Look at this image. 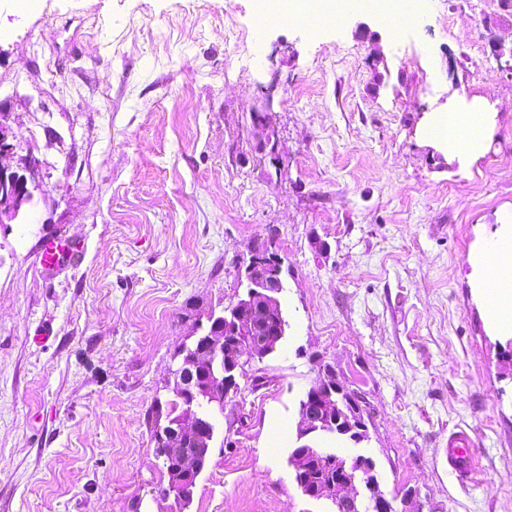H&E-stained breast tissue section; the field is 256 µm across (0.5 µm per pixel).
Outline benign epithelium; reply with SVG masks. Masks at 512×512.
<instances>
[{"instance_id": "1", "label": "benign epithelium", "mask_w": 512, "mask_h": 512, "mask_svg": "<svg viewBox=\"0 0 512 512\" xmlns=\"http://www.w3.org/2000/svg\"><path fill=\"white\" fill-rule=\"evenodd\" d=\"M254 126L270 147L273 165L277 131L265 116L255 114ZM38 165L31 157L20 159L15 169L0 165V225L26 221L35 196L43 194L37 181ZM244 292L225 306L222 313L207 316V326L191 344L183 345L173 370V395L155 415L153 434L163 449L168 477L165 496L177 504L190 501L197 479L212 453L218 416L224 414V399L239 389L238 376L254 357L277 350L285 336L279 294L283 289L281 258L265 249L255 250L244 268ZM274 319L277 327H267ZM321 435H334L355 444L369 440V430L356 398L336 383L329 369L309 387L298 404L295 448L288 458L297 489L310 500H326L340 512H399L395 499L381 490L374 460L362 454L338 456L316 445ZM325 467L327 483L313 487L308 472Z\"/></svg>"}]
</instances>
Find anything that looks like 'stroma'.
<instances>
[{"label":"stroma","instance_id":"1","mask_svg":"<svg viewBox=\"0 0 512 512\" xmlns=\"http://www.w3.org/2000/svg\"><path fill=\"white\" fill-rule=\"evenodd\" d=\"M278 0H0V121L45 190L0 225V512H170L148 413L175 350L238 291L265 247L288 323L224 402L185 512H329L288 467L320 364L353 392L372 457L410 512H512V334L469 278L512 225V2L433 0L394 31ZM368 22L371 33L358 30ZM272 97L281 168L253 112ZM264 111V110H263ZM480 112L482 152L449 160L429 124ZM81 249L45 274L42 244ZM477 444L460 480L448 439Z\"/></svg>","mask_w":512,"mask_h":512}]
</instances>
